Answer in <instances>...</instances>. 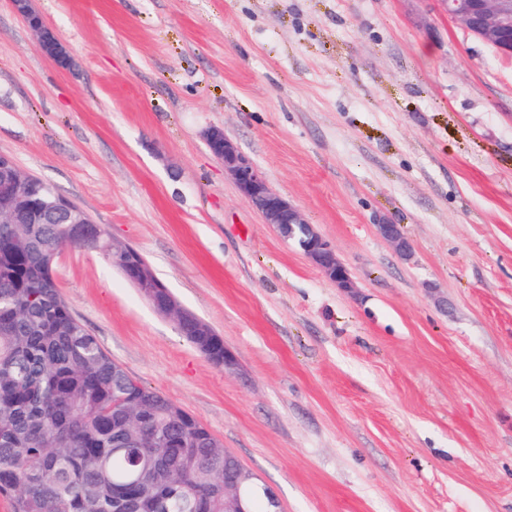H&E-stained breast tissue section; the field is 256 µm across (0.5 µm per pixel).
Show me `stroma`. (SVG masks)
<instances>
[{
	"label": "stroma",
	"mask_w": 512,
	"mask_h": 512,
	"mask_svg": "<svg viewBox=\"0 0 512 512\" xmlns=\"http://www.w3.org/2000/svg\"><path fill=\"white\" fill-rule=\"evenodd\" d=\"M31 6L72 65L0 0V154L140 252L234 363L210 362L100 251L65 250L59 289L112 359L280 512H512V60L443 0ZM213 127L351 290L265 224ZM208 146L224 162L239 192L262 214L265 224L275 226L283 237L296 243L300 251L339 288H353L346 266L323 237L309 224L302 213L273 190L262 173L238 149L220 128L206 133Z\"/></svg>",
	"instance_id": "35a3bbf8"
}]
</instances>
